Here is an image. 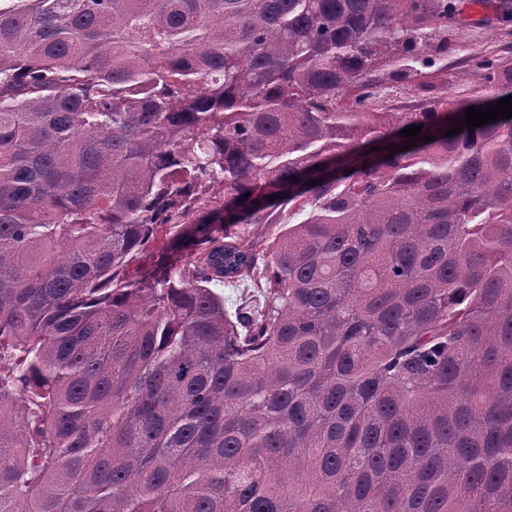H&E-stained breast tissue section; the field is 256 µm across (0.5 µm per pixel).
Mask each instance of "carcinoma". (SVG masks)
<instances>
[{
    "label": "carcinoma",
    "instance_id": "1",
    "mask_svg": "<svg viewBox=\"0 0 512 512\" xmlns=\"http://www.w3.org/2000/svg\"><path fill=\"white\" fill-rule=\"evenodd\" d=\"M455 13L0 9V512H512V67L375 106ZM212 290L221 297H224V305L229 309H234L236 305L247 300L255 294L257 288H252L249 284H237L236 287L226 286L224 284H211Z\"/></svg>",
    "mask_w": 512,
    "mask_h": 512
}]
</instances>
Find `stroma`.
<instances>
[{
	"label": "stroma",
	"mask_w": 512,
	"mask_h": 512,
	"mask_svg": "<svg viewBox=\"0 0 512 512\" xmlns=\"http://www.w3.org/2000/svg\"><path fill=\"white\" fill-rule=\"evenodd\" d=\"M500 0H457L458 14L444 37L448 52L405 79L388 69L378 104L390 112H415L440 99H471L487 90L474 58L500 59L512 65V17L498 8Z\"/></svg>",
	"instance_id": "35a3bbf8"
}]
</instances>
